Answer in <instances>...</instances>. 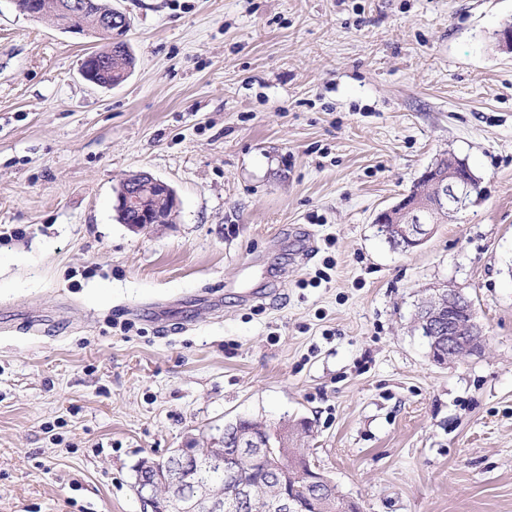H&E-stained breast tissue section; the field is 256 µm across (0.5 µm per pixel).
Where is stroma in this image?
Wrapping results in <instances>:
<instances>
[{"label":"stroma","instance_id":"obj_1","mask_svg":"<svg viewBox=\"0 0 512 512\" xmlns=\"http://www.w3.org/2000/svg\"><path fill=\"white\" fill-rule=\"evenodd\" d=\"M135 57L0 0V512H141L133 466L308 420L362 512H512V0H110ZM444 156L480 192L393 249ZM168 183L134 231L114 191ZM463 293L481 353L414 324ZM153 187L165 201L161 204L148 194L146 189ZM178 207L174 190L163 180L146 172L127 175L115 191L113 209L116 217L129 229L139 231L154 224H167Z\"/></svg>","mask_w":512,"mask_h":512}]
</instances>
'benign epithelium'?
Returning a JSON list of instances; mask_svg holds the SVG:
<instances>
[{"label":"benign epithelium","mask_w":512,"mask_h":512,"mask_svg":"<svg viewBox=\"0 0 512 512\" xmlns=\"http://www.w3.org/2000/svg\"><path fill=\"white\" fill-rule=\"evenodd\" d=\"M86 0H65L61 6L62 19L56 26L71 34L93 36L103 48L87 57L83 76L98 61L112 55L115 45L125 41L129 20L120 10L109 8L96 19L95 26H76L72 19L86 12ZM421 179L426 185L409 193L397 204L378 213L381 223L396 228L402 236V250L422 245L431 233V221L425 218L431 209L446 210L453 215L467 207L477 185L471 173L460 171L456 160L448 168L427 170ZM178 207L174 190L163 180L146 172L127 175L115 191L113 209L116 217L128 228L139 231L155 224H167ZM448 321V335H442V322ZM416 322L428 344L448 346L452 354L465 356L483 349V331L474 319L472 306L457 292H444L418 307ZM276 468L295 476L308 486L334 488L330 479L288 440L278 447L251 438L237 437L229 442L215 440L205 448H176L162 459L139 462L134 467L135 494L142 512H323L324 503L308 500L302 505L288 492L268 501H257L253 486L242 480L245 467ZM222 472L230 492H213L197 482V470Z\"/></svg>","instance_id":"benign-epithelium-1"}]
</instances>
